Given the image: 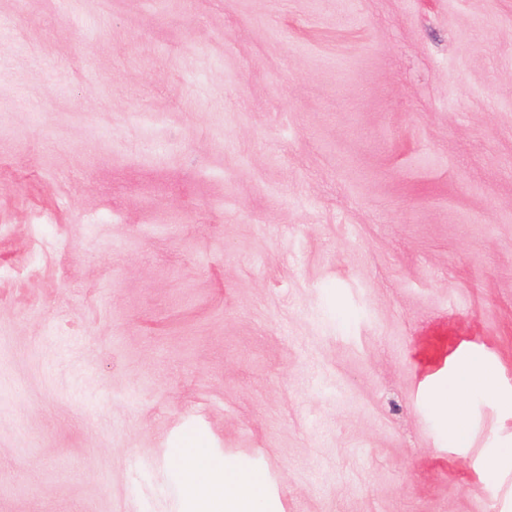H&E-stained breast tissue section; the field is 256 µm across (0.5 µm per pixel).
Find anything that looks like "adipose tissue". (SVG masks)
I'll list each match as a JSON object with an SVG mask.
<instances>
[{"mask_svg":"<svg viewBox=\"0 0 512 512\" xmlns=\"http://www.w3.org/2000/svg\"><path fill=\"white\" fill-rule=\"evenodd\" d=\"M475 387L493 392L494 375L469 361L461 366L452 388L434 395V404L452 430L462 425V400ZM166 465L179 486L182 512H282L264 474L217 453L203 433L177 436L167 452Z\"/></svg>","mask_w":512,"mask_h":512,"instance_id":"adipose-tissue-1","label":"adipose tissue"}]
</instances>
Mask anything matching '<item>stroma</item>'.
<instances>
[{
    "label": "stroma",
    "mask_w": 512,
    "mask_h": 512,
    "mask_svg": "<svg viewBox=\"0 0 512 512\" xmlns=\"http://www.w3.org/2000/svg\"><path fill=\"white\" fill-rule=\"evenodd\" d=\"M191 429L512 512V0H0V512H178ZM481 388L486 392L494 390V374L476 361L464 363L454 382L453 387L438 391L434 404L440 409L446 425L458 432L463 423L461 403L467 391Z\"/></svg>",
    "instance_id": "35a3bbf8"
}]
</instances>
